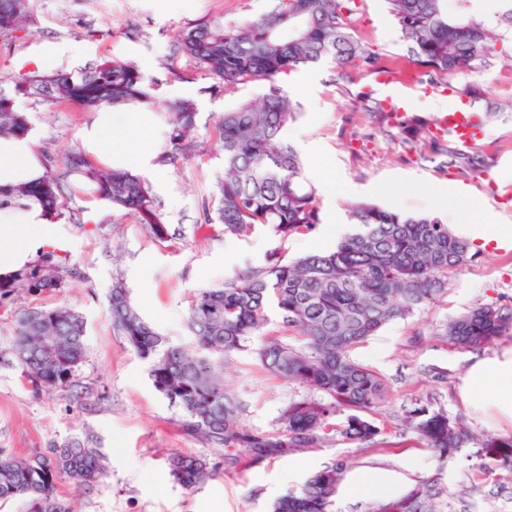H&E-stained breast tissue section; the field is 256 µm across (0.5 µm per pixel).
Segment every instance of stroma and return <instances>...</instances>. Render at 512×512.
<instances>
[{
    "instance_id": "1",
    "label": "stroma",
    "mask_w": 512,
    "mask_h": 512,
    "mask_svg": "<svg viewBox=\"0 0 512 512\" xmlns=\"http://www.w3.org/2000/svg\"><path fill=\"white\" fill-rule=\"evenodd\" d=\"M278 0H30L31 21L16 37H0V88L10 89L19 74L37 68L44 47L82 42L80 60L61 57L71 70L104 61L134 63L146 79H160L158 101L190 98L197 104L198 143L194 155L156 168L145 179L166 218L170 234L157 240L149 227L125 211L100 202L90 210V187L72 176L61 199L59 232L69 248H37L27 268L54 266L62 279L56 291L32 297L12 294L0 304V353L13 336L12 313L34 305H67L86 322L87 355L74 390L35 392L18 368L0 364V451L27 456L89 437L104 455L105 476L89 486L62 482L60 497L75 512H270L273 502L299 490L316 471L337 461L348 478L370 471L391 476L389 498L419 483L441 477L447 489L444 512H512V470L481 446L489 436L512 435V421L464 403L460 377L477 359L493 358L512 348L503 337L480 349L461 351L444 334L448 321L481 304L512 309V251L480 249L470 265L448 275L446 291L405 318L383 327L355 345L350 356L383 378L389 393L369 412L379 429L374 443L363 444L334 431L309 448L254 459L250 449L235 450L236 462H224L223 449L185 433L178 414L152 385L148 363L112 325L108 296L122 280L143 317L170 343L191 341L187 317L199 289L225 278L303 254L334 249L335 219L347 207L369 202L402 214L430 210L429 190L438 182L459 183L479 198L499 223L512 224V67L502 59L454 85L477 83L483 97L474 109L485 116L487 132L475 149L491 164L489 177L459 174L444 167L428 147L402 143L396 128L360 106L356 94L371 89L369 75L349 66L344 78L324 65L299 70L285 79L296 118L282 131L305 162V177L316 191L321 222L314 231L280 239L265 227L241 236L207 222L203 208L224 171L216 123L240 102L257 98L264 87L250 82L212 89L196 64L173 54V41L187 22L209 17L227 23L257 18ZM355 36L383 62L411 66L406 43L384 0H358ZM177 74H169V66ZM32 130L39 134L43 159L63 166L79 151V132L90 113L21 98ZM484 208V209H485ZM224 383L239 406L244 430L258 435L281 433L280 417L289 403L316 398V391L269 373L253 351L236 354L224 367ZM427 407L448 415L473 436L470 443L439 464L425 441L404 420L409 411ZM181 452L208 459L213 476L195 490L182 487L166 459Z\"/></svg>"
}]
</instances>
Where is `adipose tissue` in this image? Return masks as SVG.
<instances>
[{"label": "adipose tissue", "mask_w": 512, "mask_h": 512, "mask_svg": "<svg viewBox=\"0 0 512 512\" xmlns=\"http://www.w3.org/2000/svg\"><path fill=\"white\" fill-rule=\"evenodd\" d=\"M113 110L95 113L80 131L81 153L94 166L145 171L157 167L159 153L137 140L116 141ZM45 174L35 133L22 137L0 135V190L42 180ZM57 222L42 207L26 199L0 204V278L19 272L38 247H56ZM460 392L470 405H491L498 415L512 419V350L472 364L461 379Z\"/></svg>", "instance_id": "adipose-tissue-1"}]
</instances>
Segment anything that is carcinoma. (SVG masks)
Here are the masks:
<instances>
[{
	"instance_id": "carcinoma-1",
	"label": "carcinoma",
	"mask_w": 512,
	"mask_h": 512,
	"mask_svg": "<svg viewBox=\"0 0 512 512\" xmlns=\"http://www.w3.org/2000/svg\"><path fill=\"white\" fill-rule=\"evenodd\" d=\"M384 2L413 61L433 86L478 72L495 54H509L496 49L498 38L484 22L448 12L446 0ZM499 2L497 25L512 32V0ZM29 3L0 0L1 36L24 29ZM355 14L356 0H279L270 11L242 24L199 18L183 27L173 54L192 60L212 81L211 88L225 91L248 82L265 83L259 101L239 104L217 123L224 175L215 185V207L207 217L224 225V233L242 235L264 226L286 239L320 223L315 192L304 180V161L280 136L295 118V107L278 77L325 64L341 70L353 65L371 74L381 69L379 55L353 36ZM159 86L156 80L146 81L133 63L119 60L75 72L29 71L16 80L11 92L0 89V135L23 136L30 130L26 113L15 105L19 96L95 112L148 106ZM357 97L365 111L389 119L381 100L363 91ZM165 112L167 147L157 162L175 164L195 152L190 133L196 127L197 107L191 99L176 98L165 102ZM395 127L406 142L429 143L462 174L488 165L480 153L432 133L422 119L406 116ZM77 172L112 207L148 225L158 240L168 238V224L141 176L121 168L94 167L77 152L64 169L13 189L11 196L36 201L54 219L63 189ZM348 217L357 230L333 251L293 261L274 259L236 274L220 287L199 290L188 315L193 337L189 346L170 343L145 320L123 283L113 284L112 324L149 362L153 387L180 413L185 431L226 451L246 444L263 458L316 443L336 430L333 417L343 407L353 414L342 432L374 442L379 430L365 413L385 399L387 388L377 373L350 357V349L435 300L445 291L448 272L470 264L477 253L436 216H407L356 203L349 207ZM17 282L29 295L60 287L50 268L22 272ZM274 317L298 329L301 347L267 340L256 348L260 362L270 373L324 395L321 400L288 405L281 415L282 440L244 433L237 406L221 379L224 363L251 347ZM15 322L11 363L35 389L50 393L75 386L87 353L83 317L67 306H33L19 311ZM446 335L458 349H480L512 335V311L476 306L450 320ZM409 419L442 464L448 453L470 440L466 430L440 412L421 407L410 411ZM168 465L186 489L211 474L207 460L180 453L171 454ZM345 469L339 461L316 472L299 492L276 501L273 512H334V495ZM104 475L98 450L78 438L26 457L0 453V501L22 499L26 512H74L71 502L57 495V482L69 479L89 485ZM442 493L440 483H425L380 504L377 512H443L437 507Z\"/></svg>"
}]
</instances>
